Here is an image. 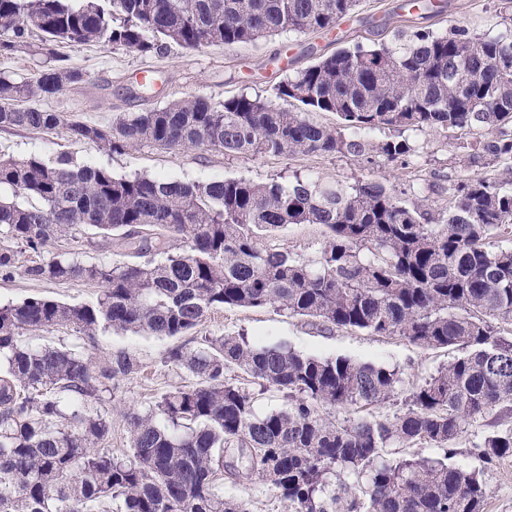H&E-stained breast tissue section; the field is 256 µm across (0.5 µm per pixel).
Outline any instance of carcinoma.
<instances>
[{"label":"carcinoma","instance_id":"carcinoma-1","mask_svg":"<svg viewBox=\"0 0 512 512\" xmlns=\"http://www.w3.org/2000/svg\"><path fill=\"white\" fill-rule=\"evenodd\" d=\"M359 0H0V50L46 57L33 76H0V128L64 129L107 154L140 146L215 148L226 155L380 156L410 151L404 133H490L478 150L512 162V28L476 35L400 32L391 44L360 43L321 57L271 96L215 102L190 95L119 117L104 129L64 112L21 107L82 81L57 64L63 44L107 43L146 55L253 44L283 33L327 32ZM39 35L40 44L28 38ZM292 104L288 109L279 101ZM336 115L343 131L314 119ZM388 128L372 141L362 133ZM0 235L42 254L91 227L132 260L85 263L68 253L26 267L34 281H84L89 303L43 296L0 303V512H251L226 498L224 453L239 452L246 476L287 512H484L483 468L442 459L391 457L425 441L446 449L470 420L512 414V246L490 239L512 225V182L467 176L435 211L403 203L372 179L354 185L226 178L204 183L116 176L78 165L0 155ZM292 224H317L325 240L304 258L261 241ZM178 236L182 248H171ZM274 306L327 328L400 336L464 355L409 394L392 419L358 411L400 391L398 371L346 357L322 358L245 336H198L223 307ZM71 326L85 350L23 343ZM107 331L190 337L165 362L192 377L151 409L124 413L129 449L108 448L106 404L120 380L140 372L132 354L96 353ZM238 369L260 390L287 399L258 414L254 390L230 383ZM353 412L335 422L326 409ZM512 453V432L488 435L478 459ZM343 476L331 482L330 476Z\"/></svg>","mask_w":512,"mask_h":512}]
</instances>
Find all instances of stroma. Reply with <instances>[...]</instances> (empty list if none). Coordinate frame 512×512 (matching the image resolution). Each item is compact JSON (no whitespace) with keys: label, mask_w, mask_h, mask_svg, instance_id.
I'll list each match as a JSON object with an SVG mask.
<instances>
[{"label":"stroma","mask_w":512,"mask_h":512,"mask_svg":"<svg viewBox=\"0 0 512 512\" xmlns=\"http://www.w3.org/2000/svg\"><path fill=\"white\" fill-rule=\"evenodd\" d=\"M407 0H360L357 9L340 21L331 33H282L248 45L211 46L188 49L170 45L159 54L141 55L105 43L63 45L57 52L64 66L80 70L81 82L66 86L59 94L42 100V107L74 114L77 119L102 128L128 112L161 108L186 95H202L219 101L228 97L269 95L286 75L299 71L321 56L361 43L391 42L396 30L413 32L426 29L447 32L451 26L468 27L470 32L498 34L507 28L499 12V0H439L441 12L419 15L409 12ZM159 74L163 81L153 93L133 97L129 87L144 76ZM412 146L404 160L388 162L380 157L364 161L349 155L312 153L295 156H229L211 148H184L159 151L142 146L122 154L105 155L91 144L71 142L64 130L50 134L23 129H0V154L14 157L37 156L45 160L69 153L78 164H106L118 176L149 175L185 183L209 182L229 177L254 182L287 183L306 180L355 183L372 179L396 190L407 202L426 198L433 209L448 201L450 183L479 173L508 180L512 169L507 164H489L471 159L477 135L456 130L448 133L407 131ZM324 240L321 226L292 225L272 237L273 245L302 257H312ZM0 249L14 254V273L0 276V303L19 302L41 295L72 304L95 298L97 288L83 281L67 283L37 282L24 273L35 261L10 240L0 237ZM52 253H72L88 262H112L116 255L94 230L77 237L56 239L48 247ZM201 334L244 335L258 346H284L318 357H347L397 370L405 391L421 385L442 365L459 357L456 349H424L398 336H376L347 329L326 330L308 319L291 316L267 306L258 309H217L200 326ZM168 338L132 333H106L99 340V352L106 355L124 350L136 357L140 373L120 382L108 408L112 416L115 450L128 447L123 414L128 409L146 411L162 395L179 386L181 373L164 363L171 347ZM512 431V417L490 414L465 424L453 446L451 461L474 467V453L484 437L493 432ZM488 489L485 512H512V456L488 465L484 471Z\"/></svg>","instance_id":"obj_1"}]
</instances>
